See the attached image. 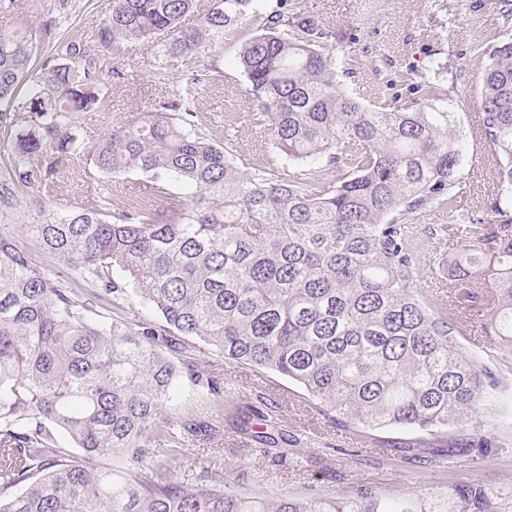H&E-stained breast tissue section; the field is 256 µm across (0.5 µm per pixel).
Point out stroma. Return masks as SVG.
<instances>
[{"label": "stroma", "instance_id": "35a3bbf8", "mask_svg": "<svg viewBox=\"0 0 512 512\" xmlns=\"http://www.w3.org/2000/svg\"><path fill=\"white\" fill-rule=\"evenodd\" d=\"M302 11L320 16L330 26L354 31L357 63L348 85L360 88L366 103H374L389 91L388 85L403 80L409 68L421 67L429 51L448 55L464 68L468 79L479 74L484 59L481 45L497 28L490 0H297ZM110 8V0H68V23L59 31L67 38L91 31ZM258 23L246 17L223 43L201 54L179 59L171 75L189 76L219 68L221 76L200 100L198 115L211 137L223 141L225 131L240 112L246 111V80L237 63L240 46L257 32ZM134 67L128 81L113 82L109 101L101 112L83 117L82 129L104 135L114 119L133 122L142 110L164 92L145 51L126 53ZM474 174L455 218L462 224H483L491 215L489 202L495 186L480 155L470 156ZM95 181L85 177L78 162L60 166L51 191L28 189L17 201H0V234L12 237L31 261L49 268L58 278L70 273L67 264L36 248L28 227L37 223L39 211L63 212L84 205L96 192ZM459 346L484 356V364L502 380L501 392L490 414L499 423V447L482 453L470 449L450 457L446 467L427 465L439 440L409 432L365 431L320 416L301 387L270 371L213 361L210 371L223 379L235 395L224 408V437L218 441L193 440L187 445L188 466L224 476L234 471L245 481L260 478L263 489L291 496L311 492L336 496L367 489L379 496L412 499L423 492L445 493L459 483L482 481L495 490L512 489V370L505 363L512 352L482 341L479 330L460 337ZM265 393L275 401L281 427L291 435L282 457L257 452L250 435L239 429L242 418L258 425L265 407L256 399Z\"/></svg>", "mask_w": 512, "mask_h": 512}]
</instances>
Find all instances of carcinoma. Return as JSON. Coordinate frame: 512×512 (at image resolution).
<instances>
[{"instance_id":"carcinoma-1","label":"carcinoma","mask_w":512,"mask_h":512,"mask_svg":"<svg viewBox=\"0 0 512 512\" xmlns=\"http://www.w3.org/2000/svg\"><path fill=\"white\" fill-rule=\"evenodd\" d=\"M198 2L111 0L91 35L60 41L39 66L34 53L67 14L0 28V200L50 191L64 159L83 160L90 179L135 174L147 187L129 207L100 197L29 225L35 246L71 266L67 280L0 234V512H448L440 496L296 498L176 473L186 439L219 436L198 409L233 401L206 370L214 357L275 372L320 415L369 431L440 436L496 401L498 384L457 337L477 322L512 346V0H492L499 31L472 89L497 185L486 224L425 223L453 213L466 186L464 75L439 52L404 91L367 105L338 80L353 32L288 0L272 11L214 0L183 26ZM249 14L260 33L238 65L275 155L243 171L209 137L195 104L216 67L179 80L135 123L78 134L112 82L131 77L114 62L125 44L149 50L165 77ZM448 236L464 243L452 264L423 254V238ZM185 377L187 411L174 402ZM262 421L252 438L269 455L278 418ZM452 497L453 512H497L502 493L473 482Z\"/></svg>"}]
</instances>
